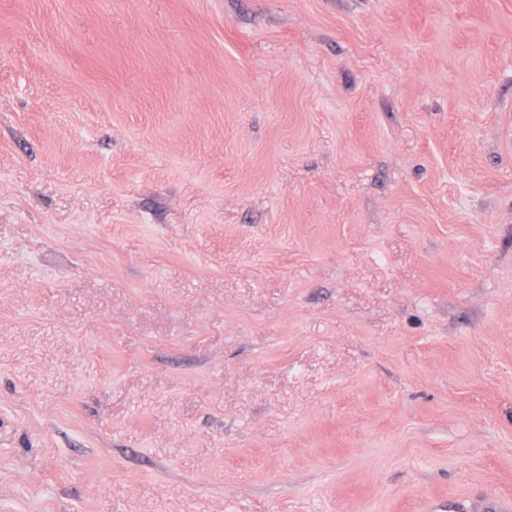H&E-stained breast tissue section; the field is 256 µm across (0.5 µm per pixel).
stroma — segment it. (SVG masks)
<instances>
[{"label": "stroma", "instance_id": "1", "mask_svg": "<svg viewBox=\"0 0 512 512\" xmlns=\"http://www.w3.org/2000/svg\"><path fill=\"white\" fill-rule=\"evenodd\" d=\"M512 0H0V512L512 497Z\"/></svg>", "mask_w": 512, "mask_h": 512}]
</instances>
